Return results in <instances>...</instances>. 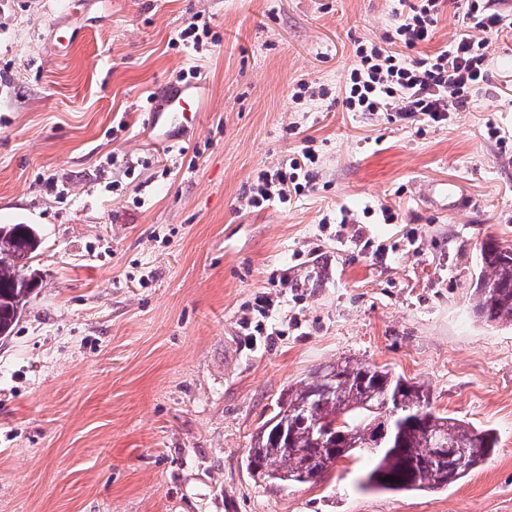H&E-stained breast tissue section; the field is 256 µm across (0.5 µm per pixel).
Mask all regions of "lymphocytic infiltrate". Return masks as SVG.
I'll return each instance as SVG.
<instances>
[{
  "instance_id": "1",
  "label": "lymphocytic infiltrate",
  "mask_w": 512,
  "mask_h": 512,
  "mask_svg": "<svg viewBox=\"0 0 512 512\" xmlns=\"http://www.w3.org/2000/svg\"><path fill=\"white\" fill-rule=\"evenodd\" d=\"M400 2L403 9L390 40L404 46V53L358 41L341 106L348 112H390L401 120L445 122L450 113L469 107L475 93L488 85V37L505 26L506 17L491 9L490 0H462L459 30L449 48L412 59L409 50L431 41L443 0ZM315 162V151L307 145L285 164L261 171L249 187V204L290 202L310 186Z\"/></svg>"
}]
</instances>
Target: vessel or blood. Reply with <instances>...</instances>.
<instances>
[{
    "mask_svg": "<svg viewBox=\"0 0 512 512\" xmlns=\"http://www.w3.org/2000/svg\"><path fill=\"white\" fill-rule=\"evenodd\" d=\"M210 83L205 77L192 81H175L152 94L147 129L154 144L163 148L177 145L189 128L195 127L196 118L206 110ZM426 201L442 211H476L479 200L468 194L456 180H436L429 184Z\"/></svg>",
    "mask_w": 512,
    "mask_h": 512,
    "instance_id": "1",
    "label": "vessel or blood"
}]
</instances>
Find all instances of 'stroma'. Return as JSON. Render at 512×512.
<instances>
[{
	"mask_svg": "<svg viewBox=\"0 0 512 512\" xmlns=\"http://www.w3.org/2000/svg\"><path fill=\"white\" fill-rule=\"evenodd\" d=\"M398 6L0 0V224L42 238V286L0 339V512H512V327L469 301L481 243L512 247V30L447 123L342 110L357 41L384 42ZM193 19L200 52L175 41ZM192 72L209 106L162 150L150 97ZM302 81L325 96L295 100ZM307 138L311 188L250 207L258 172ZM438 179L481 209L425 208ZM263 296L282 301L277 333L254 339L240 322ZM341 358L425 383L437 412L496 430L495 455L443 492L361 490L365 458L259 487L252 435Z\"/></svg>",
	"mask_w": 512,
	"mask_h": 512,
	"instance_id": "stroma-1",
	"label": "stroma"
}]
</instances>
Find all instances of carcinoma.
Segmentation results:
<instances>
[{
	"mask_svg": "<svg viewBox=\"0 0 512 512\" xmlns=\"http://www.w3.org/2000/svg\"><path fill=\"white\" fill-rule=\"evenodd\" d=\"M40 246L34 225L0 224L1 339L39 288L31 261ZM477 280L485 286L472 289L474 318L511 327L512 249L485 240ZM498 447L494 430L435 411L423 384L344 358L281 394L252 437L245 467L259 486L286 489L318 481L340 459L366 457L362 488L438 492L479 469Z\"/></svg>",
	"mask_w": 512,
	"mask_h": 512,
	"instance_id": "1",
	"label": "carcinoma"
}]
</instances>
